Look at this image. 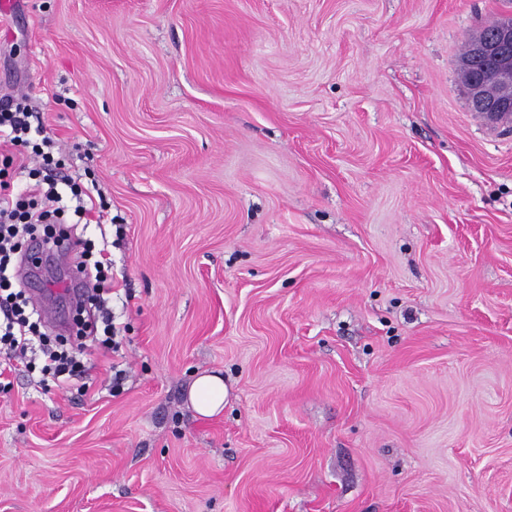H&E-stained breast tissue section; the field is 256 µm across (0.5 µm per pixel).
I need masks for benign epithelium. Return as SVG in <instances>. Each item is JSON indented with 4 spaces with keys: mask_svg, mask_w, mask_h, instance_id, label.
Listing matches in <instances>:
<instances>
[{
    "mask_svg": "<svg viewBox=\"0 0 512 512\" xmlns=\"http://www.w3.org/2000/svg\"><path fill=\"white\" fill-rule=\"evenodd\" d=\"M469 56L486 62L483 71L467 81L471 107L486 113H512V16L499 20L491 35L468 41Z\"/></svg>",
    "mask_w": 512,
    "mask_h": 512,
    "instance_id": "1",
    "label": "benign epithelium"
}]
</instances>
